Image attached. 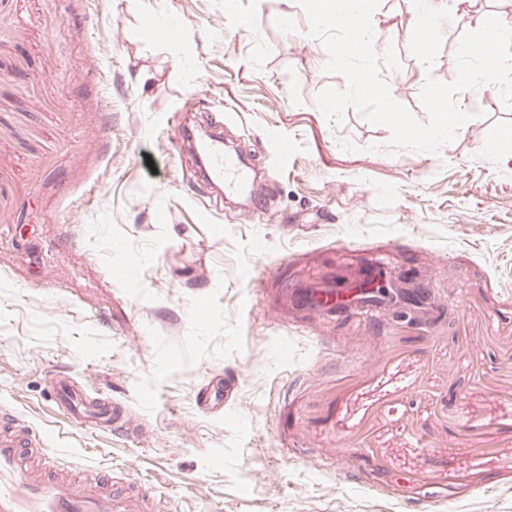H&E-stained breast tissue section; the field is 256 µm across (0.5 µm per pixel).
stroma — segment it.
Listing matches in <instances>:
<instances>
[{
	"instance_id": "35a3bbf8",
	"label": "stroma",
	"mask_w": 512,
	"mask_h": 512,
	"mask_svg": "<svg viewBox=\"0 0 512 512\" xmlns=\"http://www.w3.org/2000/svg\"><path fill=\"white\" fill-rule=\"evenodd\" d=\"M491 15L512 0L451 22L428 71L406 0H380L396 101L426 120V78ZM307 31L276 0H0V406L181 512H512V110L462 92L440 154L392 152L317 108L346 80ZM173 115L272 171L264 221L210 199ZM371 260L427 285V326L302 307ZM227 372L234 400L202 408ZM61 374L134 435L65 424Z\"/></svg>"
}]
</instances>
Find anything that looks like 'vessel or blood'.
<instances>
[{
	"label": "vessel or blood",
	"mask_w": 512,
	"mask_h": 512,
	"mask_svg": "<svg viewBox=\"0 0 512 512\" xmlns=\"http://www.w3.org/2000/svg\"><path fill=\"white\" fill-rule=\"evenodd\" d=\"M209 158L212 181L234 192L247 190L251 172L237 157L227 154L221 141L201 143ZM52 396L69 422L94 419L100 431L123 433L126 409L111 398H93L69 376L55 377ZM40 433L20 423L18 416L0 412V512H173L171 501L155 490L142 489L140 481L124 475V488L97 477L75 481L32 471L30 458L43 451Z\"/></svg>",
	"instance_id": "1"
}]
</instances>
